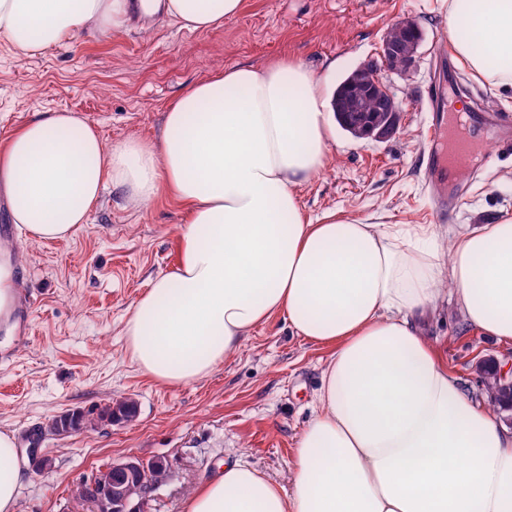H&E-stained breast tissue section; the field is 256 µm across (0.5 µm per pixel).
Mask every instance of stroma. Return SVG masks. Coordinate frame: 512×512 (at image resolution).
Masks as SVG:
<instances>
[{
	"instance_id": "obj_1",
	"label": "stroma",
	"mask_w": 512,
	"mask_h": 512,
	"mask_svg": "<svg viewBox=\"0 0 512 512\" xmlns=\"http://www.w3.org/2000/svg\"><path fill=\"white\" fill-rule=\"evenodd\" d=\"M403 18L420 23L424 40L417 71L389 77L403 108L398 132L378 142L337 131L326 165L296 195L312 221L335 210L430 224L421 159L432 113L427 90L438 78L435 45L448 38L442 0H243L237 16L205 33L158 17L107 37L87 30L32 58L1 40L0 152L48 110L79 114L108 144L157 139L164 113L192 84L236 64L293 57L332 89L376 58L387 28ZM487 152L493 164L486 174L462 175L467 191L449 233L512 213V144L493 143ZM184 218L172 197L137 209L110 190L72 238L41 243L17 238L0 202V241L10 243L17 284L33 303L28 336H20L16 322L0 324V431L15 435L21 457L36 451L53 466L43 477L28 473L18 512H83L75 487L127 456L168 464L149 512H181L195 484L238 457L291 488L294 448L329 349L295 336L277 315L209 377L188 385L161 384L130 359L124 322L151 280L177 264ZM422 328L467 391L487 402L474 367L492 356L512 357V348L474 334L452 303L426 317ZM112 398L136 401L135 424L104 421L68 436L47 432L57 414L95 413Z\"/></svg>"
}]
</instances>
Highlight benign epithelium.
I'll return each instance as SVG.
<instances>
[{
    "instance_id": "1",
    "label": "benign epithelium",
    "mask_w": 512,
    "mask_h": 512,
    "mask_svg": "<svg viewBox=\"0 0 512 512\" xmlns=\"http://www.w3.org/2000/svg\"><path fill=\"white\" fill-rule=\"evenodd\" d=\"M423 40V30L415 20L395 21L383 36L378 58L356 68V78L347 81L337 95L334 107L348 125L350 115L365 112L364 101L373 100L374 110L362 137L387 140L399 129L403 109L393 94L383 96L379 89L386 84L384 74H408L417 69ZM144 468L146 462L134 456L114 461L111 479L94 475L81 481L79 500L89 504L91 512H146L158 482L141 478Z\"/></svg>"
}]
</instances>
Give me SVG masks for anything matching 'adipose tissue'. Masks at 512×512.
Wrapping results in <instances>:
<instances>
[{"label":"adipose tissue","instance_id":"1","mask_svg":"<svg viewBox=\"0 0 512 512\" xmlns=\"http://www.w3.org/2000/svg\"><path fill=\"white\" fill-rule=\"evenodd\" d=\"M242 0H0V38L38 55L75 33L125 30L133 10L189 31ZM457 63L512 84V0H447ZM470 35L460 37L459 21ZM330 99L288 57L224 68L165 113L158 139L106 145L70 112L39 114L0 153V195L19 237L70 238L110 189L188 208L181 256L134 303L123 334L141 373L171 387L207 377L277 314L329 348L291 490L244 459L184 512H512V429L463 389L423 335L443 287L473 332L512 347V217L444 239L436 224L304 218L295 187L325 165ZM27 476L0 431V512Z\"/></svg>","mask_w":512,"mask_h":512}]
</instances>
